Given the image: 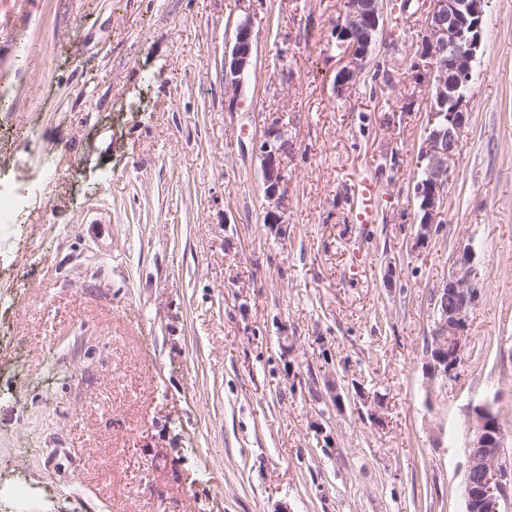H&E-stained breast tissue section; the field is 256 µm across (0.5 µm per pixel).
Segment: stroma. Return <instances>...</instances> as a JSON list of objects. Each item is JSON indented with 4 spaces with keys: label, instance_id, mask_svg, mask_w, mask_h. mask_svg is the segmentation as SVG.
I'll use <instances>...</instances> for the list:
<instances>
[{
    "label": "stroma",
    "instance_id": "1",
    "mask_svg": "<svg viewBox=\"0 0 512 512\" xmlns=\"http://www.w3.org/2000/svg\"><path fill=\"white\" fill-rule=\"evenodd\" d=\"M432 0L344 94L343 0H29L0 168L42 184L0 258V512H465L475 406L512 464V0H487L447 205L416 237ZM250 17L236 102L224 53ZM287 139L282 227L258 147ZM380 188L374 224L354 182ZM471 249L456 380L431 293ZM355 199L354 220L365 228L367 224H371L372 216L377 208L378 189L376 183L368 177L359 178L355 185Z\"/></svg>",
    "mask_w": 512,
    "mask_h": 512
}]
</instances>
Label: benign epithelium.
Masks as SVG:
<instances>
[{
	"label": "benign epithelium",
	"instance_id": "benign-epithelium-1",
	"mask_svg": "<svg viewBox=\"0 0 512 512\" xmlns=\"http://www.w3.org/2000/svg\"><path fill=\"white\" fill-rule=\"evenodd\" d=\"M484 16V0H433L422 37L425 57L430 59L423 82L432 92L433 108L428 127L431 135L423 154L427 165L416 185L425 213L418 234L420 241L430 238L431 216L444 206L445 188L459 151L465 126L464 109L469 101L463 86L471 79L472 63L481 47ZM383 25L379 0H344L335 32L345 36L349 30L359 29L363 38L349 48V66L339 75V87H348L363 70ZM252 54L253 30L247 17L237 24L230 56L224 59L225 93L237 94ZM285 148L283 133L276 124H271L259 146L268 224L281 223L277 211L286 195L280 167V155ZM433 295L437 300L433 311L435 328L427 357L431 375L446 381L457 376L465 349L468 315L480 298L470 252H463L453 263L448 279L434 289ZM474 420L478 426L468 447L466 512H501V503L507 496L508 468L502 462L505 444L498 428L500 413L491 404H481L476 406Z\"/></svg>",
	"mask_w": 512,
	"mask_h": 512
}]
</instances>
